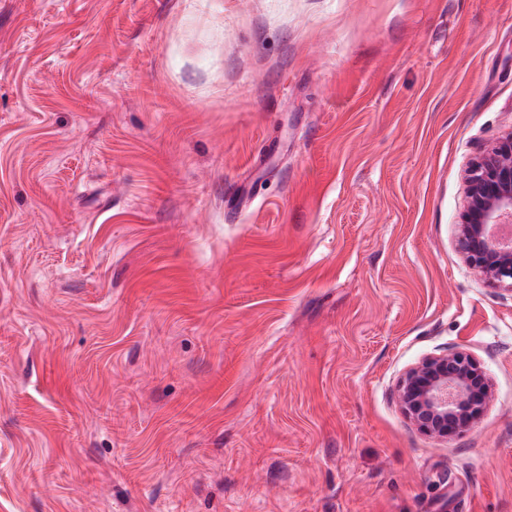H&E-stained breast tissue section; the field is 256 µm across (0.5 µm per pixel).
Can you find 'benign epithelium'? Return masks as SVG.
Instances as JSON below:
<instances>
[{"label": "benign epithelium", "mask_w": 512, "mask_h": 512, "mask_svg": "<svg viewBox=\"0 0 512 512\" xmlns=\"http://www.w3.org/2000/svg\"><path fill=\"white\" fill-rule=\"evenodd\" d=\"M456 244L464 262L487 285L512 293V240L493 233L512 224V131L478 152L467 173ZM405 420L420 433L446 440L480 421L491 399V382L467 350L428 355L396 382Z\"/></svg>", "instance_id": "7a95c632"}]
</instances>
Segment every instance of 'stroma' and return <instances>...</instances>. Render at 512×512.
I'll return each mask as SVG.
<instances>
[{"instance_id":"stroma-1","label":"stroma","mask_w":512,"mask_h":512,"mask_svg":"<svg viewBox=\"0 0 512 512\" xmlns=\"http://www.w3.org/2000/svg\"><path fill=\"white\" fill-rule=\"evenodd\" d=\"M512 0H0V512H512V294L456 246ZM466 349L437 440L400 375ZM405 420L439 440L461 435L480 421L491 399V382L467 350L428 355L407 368L396 382Z\"/></svg>"}]
</instances>
